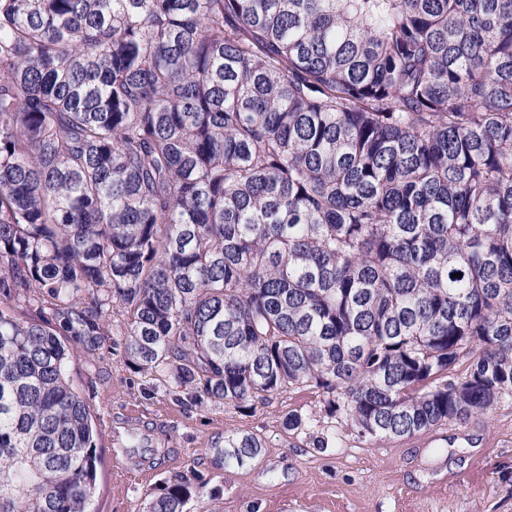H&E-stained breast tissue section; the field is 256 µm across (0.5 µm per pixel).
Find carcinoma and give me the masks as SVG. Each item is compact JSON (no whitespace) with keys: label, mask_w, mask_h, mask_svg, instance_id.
Here are the masks:
<instances>
[{"label":"carcinoma","mask_w":512,"mask_h":512,"mask_svg":"<svg viewBox=\"0 0 512 512\" xmlns=\"http://www.w3.org/2000/svg\"><path fill=\"white\" fill-rule=\"evenodd\" d=\"M70 336L371 439L512 399V0H0V512L96 492Z\"/></svg>","instance_id":"obj_1"}]
</instances>
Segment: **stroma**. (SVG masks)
Returning <instances> with one entry per match:
<instances>
[{
	"mask_svg": "<svg viewBox=\"0 0 512 512\" xmlns=\"http://www.w3.org/2000/svg\"><path fill=\"white\" fill-rule=\"evenodd\" d=\"M74 387L97 420V492L90 512H146L174 475L205 484L184 512H512V399L411 438L372 440L328 415L327 397L292 388L250 411L194 402L174 381L133 373L122 347L93 353L73 344ZM134 414L142 435L164 429L169 448L156 466H135L114 450L113 433ZM302 427L284 426L288 414ZM253 433L268 449L244 467L219 462L227 435Z\"/></svg>",
	"mask_w": 512,
	"mask_h": 512,
	"instance_id": "obj_1",
	"label": "stroma"
}]
</instances>
